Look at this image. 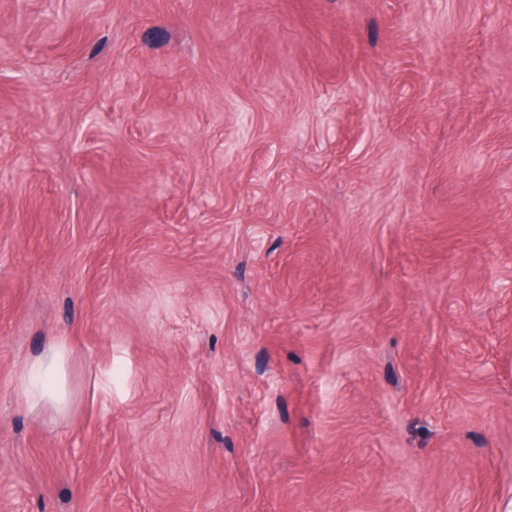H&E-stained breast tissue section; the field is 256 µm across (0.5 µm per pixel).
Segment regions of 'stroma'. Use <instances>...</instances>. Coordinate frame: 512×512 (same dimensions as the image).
<instances>
[{"label":"stroma","mask_w":512,"mask_h":512,"mask_svg":"<svg viewBox=\"0 0 512 512\" xmlns=\"http://www.w3.org/2000/svg\"><path fill=\"white\" fill-rule=\"evenodd\" d=\"M511 503L512 0H0V512ZM66 359L64 341L51 343L35 361L27 364L20 382L33 403L52 401L62 405L65 401L62 387L55 386L56 378L62 379Z\"/></svg>","instance_id":"stroma-1"}]
</instances>
